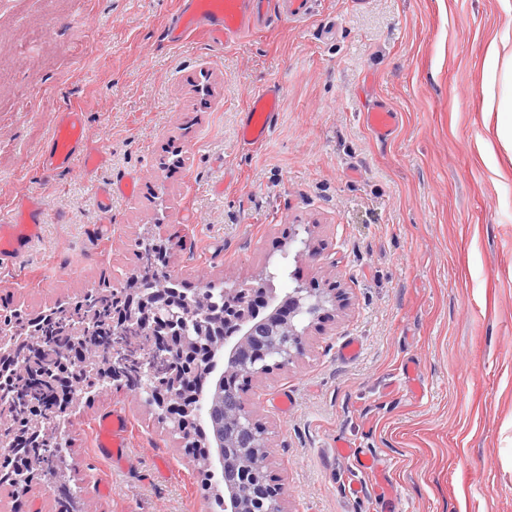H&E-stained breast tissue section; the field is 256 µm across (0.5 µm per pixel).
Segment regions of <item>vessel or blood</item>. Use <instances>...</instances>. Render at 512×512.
Masks as SVG:
<instances>
[{
    "mask_svg": "<svg viewBox=\"0 0 512 512\" xmlns=\"http://www.w3.org/2000/svg\"><path fill=\"white\" fill-rule=\"evenodd\" d=\"M310 0H189L186 11L170 29L168 40L181 42L193 30H205L219 40L233 43L249 30L256 18L285 6L289 19L298 21L309 13ZM280 85L270 84L253 94L242 123L240 139L248 146L266 143L277 123ZM84 129L79 112H67L56 127L46 168L54 172L71 166L80 156ZM42 221V213L30 208L25 218L0 219V256L19 253ZM127 422L120 410H113L99 419L97 447L105 456L118 455L126 444Z\"/></svg>",
    "mask_w": 512,
    "mask_h": 512,
    "instance_id": "vessel-or-blood-1",
    "label": "vessel or blood"
}]
</instances>
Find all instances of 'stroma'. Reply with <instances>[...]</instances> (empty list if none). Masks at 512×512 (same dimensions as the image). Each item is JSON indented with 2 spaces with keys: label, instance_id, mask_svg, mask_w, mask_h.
<instances>
[{
  "label": "stroma",
  "instance_id": "35a3bbf8",
  "mask_svg": "<svg viewBox=\"0 0 512 512\" xmlns=\"http://www.w3.org/2000/svg\"><path fill=\"white\" fill-rule=\"evenodd\" d=\"M182 0H0V211L41 208L0 267V309L36 312L140 268L161 245L181 287L252 283L280 260L351 304L311 327L304 354L252 383L271 473L290 512H512V153L482 95L502 0H317L235 45L165 41ZM41 42L25 46L27 32ZM209 72L214 93L191 86ZM282 87L272 137L239 129L252 94ZM81 112L94 166L48 172L62 111ZM396 112L386 138L365 114ZM137 177L102 216L95 191ZM312 253L283 258L294 230ZM360 345L355 359L345 341ZM121 407V462L94 424ZM75 512H221V471L200 464L129 385L82 394L62 427ZM374 456L364 473L338 443ZM61 489L0 490V512H60Z\"/></svg>",
  "mask_w": 512,
  "mask_h": 512
}]
</instances>
